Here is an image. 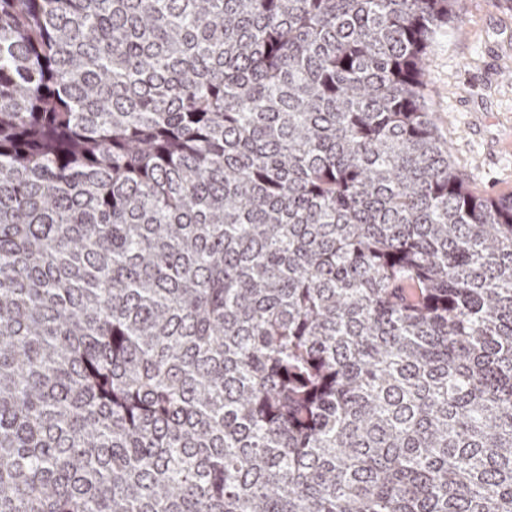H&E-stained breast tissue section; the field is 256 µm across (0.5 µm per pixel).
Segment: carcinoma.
Returning a JSON list of instances; mask_svg holds the SVG:
<instances>
[{
    "label": "carcinoma",
    "mask_w": 512,
    "mask_h": 512,
    "mask_svg": "<svg viewBox=\"0 0 512 512\" xmlns=\"http://www.w3.org/2000/svg\"><path fill=\"white\" fill-rule=\"evenodd\" d=\"M462 0H0V512H512V195L423 99Z\"/></svg>",
    "instance_id": "1"
}]
</instances>
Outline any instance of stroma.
Masks as SVG:
<instances>
[{
    "instance_id": "obj_1",
    "label": "stroma",
    "mask_w": 512,
    "mask_h": 512,
    "mask_svg": "<svg viewBox=\"0 0 512 512\" xmlns=\"http://www.w3.org/2000/svg\"><path fill=\"white\" fill-rule=\"evenodd\" d=\"M428 103L456 166L482 196L512 194V0H463L434 40Z\"/></svg>"
}]
</instances>
